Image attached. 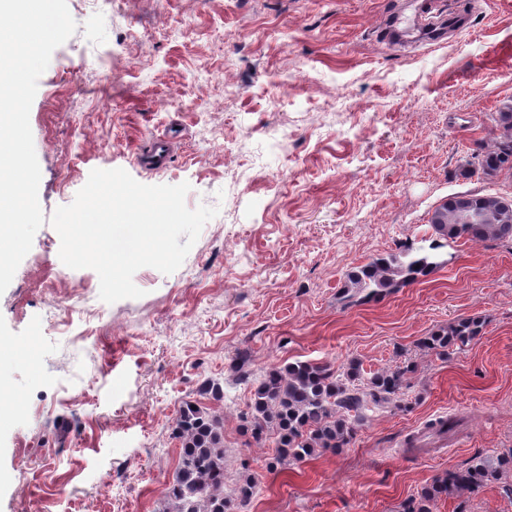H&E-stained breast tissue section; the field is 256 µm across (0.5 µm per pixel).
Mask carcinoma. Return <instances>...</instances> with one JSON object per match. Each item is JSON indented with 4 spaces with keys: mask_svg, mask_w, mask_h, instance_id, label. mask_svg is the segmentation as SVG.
<instances>
[{
    "mask_svg": "<svg viewBox=\"0 0 512 512\" xmlns=\"http://www.w3.org/2000/svg\"><path fill=\"white\" fill-rule=\"evenodd\" d=\"M491 148L477 155V171L487 172L492 162L512 153V112H500ZM435 239L429 249L437 250L444 241L458 239L497 241L512 239V217L502 215L490 224H433ZM440 262L435 255L422 254L412 247L355 267L344 275V287L371 297L384 291H397L421 276L432 273ZM483 323L459 319L422 341L423 348L439 355L458 354L481 334ZM247 354L234 360L239 381L251 386L247 405L246 432L256 443L273 442L270 469L297 465L317 450H334L350 444L353 421L349 412L367 404L398 406L406 395V374L412 368L373 374L361 386L355 361L333 368L327 364L295 360L284 362L255 377L245 370ZM201 395L221 402L224 385L205 379ZM174 437L180 444L179 463L167 483L158 512H246L252 497L260 490L253 474L244 475L232 492L224 491V422L221 414L197 401L183 403L176 414ZM507 481L506 494L512 496V448L496 455L479 456L464 468L448 471L447 478L410 500L402 512H430L428 503L441 494L475 492Z\"/></svg>",
    "mask_w": 512,
    "mask_h": 512,
    "instance_id": "cac0c4a2",
    "label": "carcinoma"
}]
</instances>
